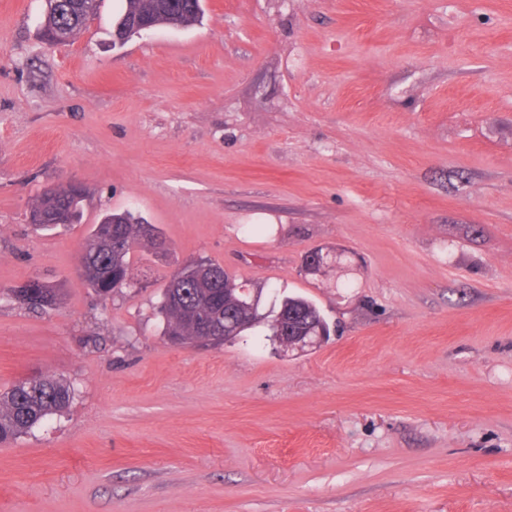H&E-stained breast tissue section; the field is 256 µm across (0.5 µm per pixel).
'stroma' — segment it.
Listing matches in <instances>:
<instances>
[{
	"label": "stroma",
	"mask_w": 512,
	"mask_h": 512,
	"mask_svg": "<svg viewBox=\"0 0 512 512\" xmlns=\"http://www.w3.org/2000/svg\"><path fill=\"white\" fill-rule=\"evenodd\" d=\"M204 7L116 46L101 0L52 46L43 0H0V393L74 389L0 444V512H512V0ZM63 179L81 222L33 231ZM113 211L168 249L104 299L76 265ZM197 259L329 339L170 345ZM36 277L54 309L13 298Z\"/></svg>",
	"instance_id": "stroma-1"
}]
</instances>
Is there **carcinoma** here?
Listing matches in <instances>:
<instances>
[{
	"label": "carcinoma",
	"instance_id": "1",
	"mask_svg": "<svg viewBox=\"0 0 512 512\" xmlns=\"http://www.w3.org/2000/svg\"><path fill=\"white\" fill-rule=\"evenodd\" d=\"M78 0H60L59 11L48 17L47 28L71 40L87 18L75 7ZM125 5L112 30V40L122 44L133 37L143 21L153 26L191 27L203 18L201 0H124ZM79 189L62 188L43 192L32 204L34 228L45 230L56 224H77L82 212ZM165 244L160 234L151 235L131 213H112L92 226L79 262L95 269L87 284L101 297H108L132 280L130 255L136 248L158 249ZM206 269L186 263L164 286L158 306L163 324L161 335L180 346H204V336L216 337L214 346L231 344L246 331L260 325L269 336H316L330 334V325L321 310L308 298L284 295L271 314L244 302L239 285L224 276V267L204 263ZM73 398L70 385L52 375L34 382H20L0 393V444H9L29 433L52 415L63 413Z\"/></svg>",
	"mask_w": 512,
	"mask_h": 512
}]
</instances>
